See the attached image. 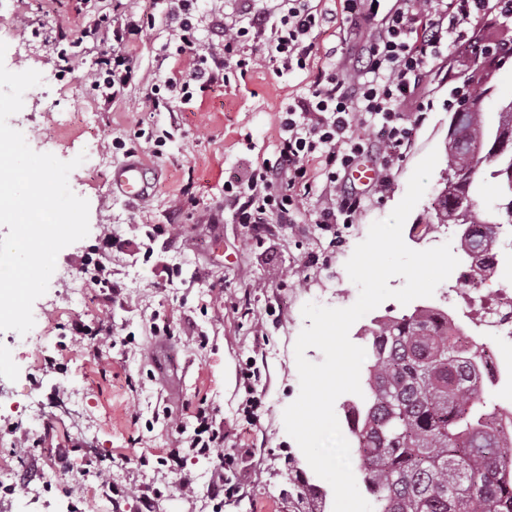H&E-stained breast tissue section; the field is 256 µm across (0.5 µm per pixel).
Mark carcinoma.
Masks as SVG:
<instances>
[{"mask_svg":"<svg viewBox=\"0 0 512 512\" xmlns=\"http://www.w3.org/2000/svg\"><path fill=\"white\" fill-rule=\"evenodd\" d=\"M468 81L446 170L466 168L471 181L465 187L444 182L443 203L427 224L470 228L460 247L481 280L498 225L512 224L511 200L480 205L486 178H503L499 159L483 149L498 125L512 129V111L487 121L477 104L489 87L474 75ZM366 336L365 399L348 410L346 436L374 512H512V437L495 428L497 413L482 398L480 364L459 350L448 320L417 309L373 322Z\"/></svg>","mask_w":512,"mask_h":512,"instance_id":"carcinoma-1","label":"carcinoma"}]
</instances>
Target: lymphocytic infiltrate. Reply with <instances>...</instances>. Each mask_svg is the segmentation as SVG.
Here are the masks:
<instances>
[{"label": "lymphocytic infiltrate", "mask_w": 512, "mask_h": 512, "mask_svg": "<svg viewBox=\"0 0 512 512\" xmlns=\"http://www.w3.org/2000/svg\"><path fill=\"white\" fill-rule=\"evenodd\" d=\"M241 21L214 16L218 38L206 54H198L194 0H169L167 23L181 52L198 55L188 70L168 77L164 89L147 96L153 108L169 107V92L192 99L195 88L229 83L265 62L277 70H310L315 61V40L326 19L338 20L346 29L365 31L357 55L333 60L323 78L307 95L289 103L280 118L275 160L253 170L244 186L224 187V206L237 223L251 225L259 236H269L277 225L298 221L301 205L317 189L337 191V201L321 206L314 222L326 233L350 224L367 198L390 184L395 166L410 149L416 131L432 109L421 83L425 74L441 65L449 53L482 64L490 49L481 33L489 21L512 22V0H393L375 26H367L368 8L377 0H338L337 10L326 12L316 0H275L260 8L256 0H239ZM152 17L127 20L113 29L96 25L101 53L92 83L106 97L118 100L137 77L136 60L127 47L128 34L153 25ZM261 42L260 52L249 51ZM377 131L380 142L361 137L359 128ZM376 164L372 186L358 188L346 179L362 158ZM105 252L84 260L91 283L116 299L123 287L114 280L112 250L123 242L104 233ZM192 434L179 437L167 459L181 468L187 453L209 455L224 445V430L211 407H198Z\"/></svg>", "instance_id": "obj_1"}]
</instances>
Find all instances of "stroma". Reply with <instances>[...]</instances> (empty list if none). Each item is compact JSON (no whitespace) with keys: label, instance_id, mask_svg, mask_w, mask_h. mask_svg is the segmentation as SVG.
I'll return each instance as SVG.
<instances>
[{"label":"stroma","instance_id":"stroma-1","mask_svg":"<svg viewBox=\"0 0 512 512\" xmlns=\"http://www.w3.org/2000/svg\"><path fill=\"white\" fill-rule=\"evenodd\" d=\"M168 8V0H0L6 67L43 76L9 124L36 152L63 161L85 154L69 185L88 200L90 225L85 239L59 252L48 290L33 306V329L0 332V457L21 461L0 512H212L207 488L219 469L238 488L222 512H296L295 471L309 464L285 431L283 411L299 393L294 345L305 325L302 308L357 300L347 260L370 225L404 197L418 162L430 150L444 151L448 95L473 71L469 58L452 54L447 75L427 76L433 110L391 184L367 201L356 223L322 234L313 222L322 199L312 195L299 223L259 238L225 212L224 183L247 179L274 157L281 112L289 98L307 94L327 61L294 73L261 64L159 112L145 101L151 85L191 61L166 25ZM144 13L153 26L129 38L139 81L124 100H106L89 79L99 48L82 32L103 19ZM482 73L490 88L483 110L492 119L512 102V57L485 63ZM141 129L171 137L161 155L146 142L138 149L153 194L132 204L110 190L113 167L127 159L112 142H131ZM440 189L432 175L404 225L412 249L436 245L437 230L423 225ZM169 224L173 240L155 234V226ZM106 228L126 242L112 256L124 287L113 302L79 271ZM155 321L169 323L167 341H154ZM76 323L89 330L80 342L72 337ZM102 323L113 342L103 355L92 334ZM244 366L254 374L248 387ZM250 398L256 406L249 412ZM204 403L224 424V455L187 456L193 491L186 495L164 463L165 450L178 429H193ZM166 409L170 419L158 420ZM142 486L156 491L148 510Z\"/></svg>","mask_w":512,"mask_h":512}]
</instances>
